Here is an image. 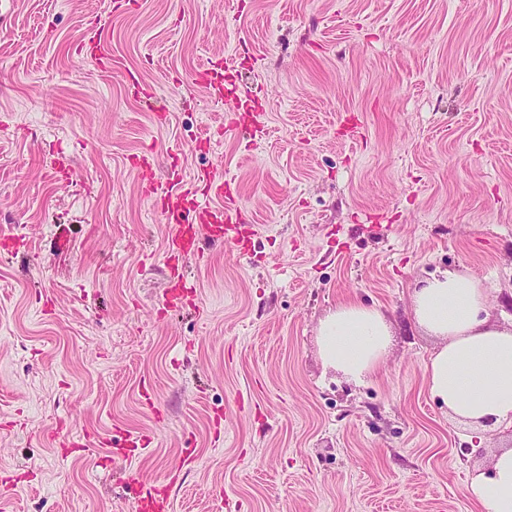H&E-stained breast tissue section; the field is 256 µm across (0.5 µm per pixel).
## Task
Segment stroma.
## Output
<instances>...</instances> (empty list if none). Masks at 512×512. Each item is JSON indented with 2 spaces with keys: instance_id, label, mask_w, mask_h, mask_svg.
I'll use <instances>...</instances> for the list:
<instances>
[{
  "instance_id": "obj_1",
  "label": "stroma",
  "mask_w": 512,
  "mask_h": 512,
  "mask_svg": "<svg viewBox=\"0 0 512 512\" xmlns=\"http://www.w3.org/2000/svg\"><path fill=\"white\" fill-rule=\"evenodd\" d=\"M204 169L257 231L201 240L169 311L148 189ZM446 270L512 324V0H0V512H128L163 475L172 512H481L512 428L426 390L412 296ZM347 300L392 333L360 384L319 356Z\"/></svg>"
}]
</instances>
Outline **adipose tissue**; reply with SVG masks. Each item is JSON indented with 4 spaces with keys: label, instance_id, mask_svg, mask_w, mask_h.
Instances as JSON below:
<instances>
[{
    "label": "adipose tissue",
    "instance_id": "obj_1",
    "mask_svg": "<svg viewBox=\"0 0 512 512\" xmlns=\"http://www.w3.org/2000/svg\"><path fill=\"white\" fill-rule=\"evenodd\" d=\"M487 288L476 275L447 271L413 294L416 324L440 345L426 365L430 395L454 420L478 428L512 426V327L488 322ZM326 367L360 383L387 351L389 326L380 310L339 304L318 328ZM469 491L482 512H512V448L495 453L489 473L475 474Z\"/></svg>",
    "mask_w": 512,
    "mask_h": 512
}]
</instances>
